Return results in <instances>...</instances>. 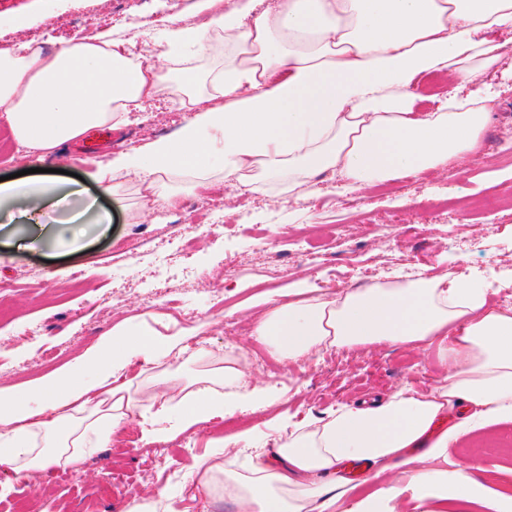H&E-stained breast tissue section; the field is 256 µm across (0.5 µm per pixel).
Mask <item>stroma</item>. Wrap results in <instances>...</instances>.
<instances>
[{
  "mask_svg": "<svg viewBox=\"0 0 512 512\" xmlns=\"http://www.w3.org/2000/svg\"><path fill=\"white\" fill-rule=\"evenodd\" d=\"M192 0H60L58 13L13 33L53 49L75 28L89 35L105 24L124 29L133 51L154 55L160 48L143 25L160 13L185 10ZM502 61L484 80L495 94L484 149L445 171L413 180H392L357 191V205L341 209L336 184L319 194L297 189L291 199L264 195L227 198L222 173L204 185L167 183L171 205L148 202L138 181L124 178L112 195L101 194L89 174L114 156L147 141L174 135L185 120L174 108L179 96L165 93L131 113L112 136L89 133L44 159L27 152L0 119V177L30 168L80 175L85 198L46 209L40 224L0 227V389L25 387L108 338L123 320L161 315L163 322L197 337L201 350L228 354L230 347L259 348L249 336L248 308L267 294L308 287L343 292L390 281L408 266L431 275L466 277L491 267L512 269V35H497ZM109 213L105 234L88 231L78 242L63 235V221L83 211L86 200ZM278 234L263 251L259 238ZM322 254L309 264L295 255V234ZM32 241L11 247L10 238ZM366 265L370 276L353 274ZM448 371L429 351L379 346L327 352L284 366H246L249 386L273 385L281 403L173 433L152 447L142 442V416L126 422L111 444L81 470L57 469L28 478L0 470V512H126L133 496L164 494L181 512H238L229 501L197 493L185 503V486L164 481L165 471L187 474L196 461L220 455L221 438L255 429L256 447L284 431L278 416L324 417L336 404L383 396L409 386L429 391V378ZM451 461L478 467L492 481L512 467V423L473 434L452 447Z\"/></svg>",
  "mask_w": 512,
  "mask_h": 512,
  "instance_id": "stroma-1",
  "label": "stroma"
}]
</instances>
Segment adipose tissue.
Returning a JSON list of instances; mask_svg holds the SVG:
<instances>
[{
  "label": "adipose tissue",
  "mask_w": 512,
  "mask_h": 512,
  "mask_svg": "<svg viewBox=\"0 0 512 512\" xmlns=\"http://www.w3.org/2000/svg\"><path fill=\"white\" fill-rule=\"evenodd\" d=\"M205 20H157L162 53L134 56L112 31L48 50L32 41L0 48V113L14 139L51 155L91 129L116 130L141 102L167 90L190 116L176 137L114 157L91 178L112 194V176H135L146 191L176 177L197 183L222 168L237 194L279 197L324 174L353 192L385 180L444 169L479 150L491 92L437 98L422 110L424 75L481 84L501 56L492 32L512 33V0H198ZM218 57L207 70L194 58ZM64 192L52 176L0 182V208L33 220ZM486 277L418 273L402 282L299 298L274 292L250 334L281 364L329 347L429 350L450 366L426 393L402 387L337 405L327 417L288 420L272 456L202 459L187 477L231 500L239 512H444L448 502L512 512V468L501 488L451 468L448 452L470 433L512 422V309L487 304ZM182 332L163 335L123 322L67 366L28 388L0 391V466L15 474L67 469L105 447L139 409L124 381L134 359L152 364L186 353ZM228 360L189 382L169 373L161 410L178 407L186 430L240 406L281 401L272 387L244 389ZM458 412L451 427L443 417ZM361 460L376 484L362 495L344 473Z\"/></svg>",
  "instance_id": "obj_1"
}]
</instances>
